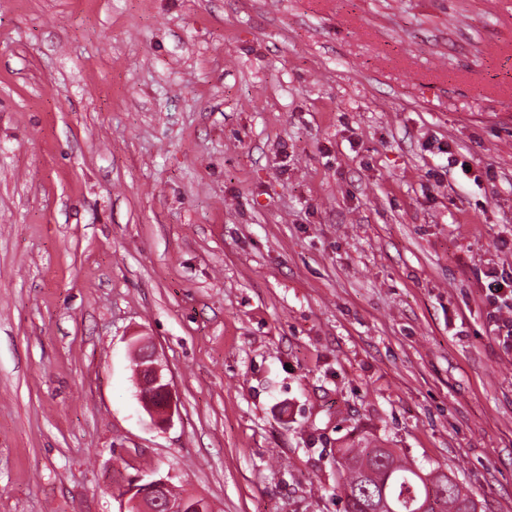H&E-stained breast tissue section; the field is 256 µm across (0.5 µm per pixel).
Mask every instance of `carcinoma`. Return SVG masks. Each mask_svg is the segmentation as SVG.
<instances>
[{
  "mask_svg": "<svg viewBox=\"0 0 512 512\" xmlns=\"http://www.w3.org/2000/svg\"><path fill=\"white\" fill-rule=\"evenodd\" d=\"M343 512H476L468 493L439 468L425 469L362 437L339 449Z\"/></svg>",
  "mask_w": 512,
  "mask_h": 512,
  "instance_id": "carcinoma-1",
  "label": "carcinoma"
}]
</instances>
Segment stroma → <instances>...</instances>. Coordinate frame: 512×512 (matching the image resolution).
I'll return each mask as SVG.
<instances>
[{
  "label": "stroma",
  "mask_w": 512,
  "mask_h": 512,
  "mask_svg": "<svg viewBox=\"0 0 512 512\" xmlns=\"http://www.w3.org/2000/svg\"><path fill=\"white\" fill-rule=\"evenodd\" d=\"M492 269L512 0H0V512H342L366 434L512 512ZM137 354L135 359V374L137 386L140 389V400L143 408L156 425H165L172 418V392L162 368L156 361V352L152 345L145 342L137 343ZM156 386H160L157 392L163 403L162 407L156 404ZM145 388H152V391H145ZM147 474L139 473L129 479L126 491L127 501L123 512H186L192 508V502L185 504L182 493H176L170 488L169 480L165 478H145ZM169 492V493H168ZM176 501H174V500Z\"/></svg>",
  "instance_id": "35a3bbf8"
}]
</instances>
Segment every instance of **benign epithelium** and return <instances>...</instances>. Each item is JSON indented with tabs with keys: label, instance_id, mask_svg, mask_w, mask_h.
<instances>
[{
	"label": "benign epithelium",
	"instance_id": "7a95c632",
	"mask_svg": "<svg viewBox=\"0 0 512 512\" xmlns=\"http://www.w3.org/2000/svg\"><path fill=\"white\" fill-rule=\"evenodd\" d=\"M137 386L143 408L157 425H165L172 418V392L162 368L156 363L152 345L137 343L135 359ZM169 480L145 477L140 473L129 479L127 501L123 512H184V504L169 495Z\"/></svg>",
	"mask_w": 512,
	"mask_h": 512
}]
</instances>
